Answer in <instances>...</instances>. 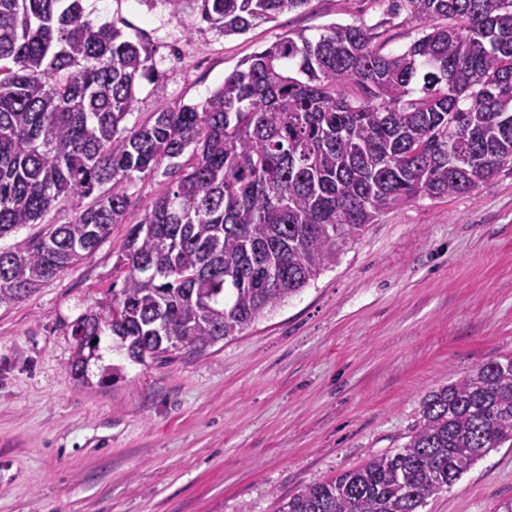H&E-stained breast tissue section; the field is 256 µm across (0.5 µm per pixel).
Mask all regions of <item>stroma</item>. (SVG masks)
Here are the masks:
<instances>
[{
  "instance_id": "1",
  "label": "stroma",
  "mask_w": 512,
  "mask_h": 512,
  "mask_svg": "<svg viewBox=\"0 0 512 512\" xmlns=\"http://www.w3.org/2000/svg\"><path fill=\"white\" fill-rule=\"evenodd\" d=\"M145 40L152 76L124 124L204 101L258 48L298 31L386 21L385 0H311L242 35L190 25L163 0H85ZM130 227L23 300L0 304V512H278L299 488L398 448L425 395L512 355V170L471 194L381 214L335 268L234 339L170 362L102 337L86 383L72 326L109 304ZM512 499V448L481 458L421 512Z\"/></svg>"
}]
</instances>
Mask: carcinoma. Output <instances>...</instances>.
<instances>
[{
    "instance_id": "obj_1",
    "label": "carcinoma",
    "mask_w": 512,
    "mask_h": 512,
    "mask_svg": "<svg viewBox=\"0 0 512 512\" xmlns=\"http://www.w3.org/2000/svg\"><path fill=\"white\" fill-rule=\"evenodd\" d=\"M83 2L0 0V239L75 204L69 223L0 249V303L127 223L133 175L165 177L118 250L122 288L73 326L81 382L83 351L107 330L136 362L201 354L336 267L382 213L512 169V0H387L419 26L397 54L383 52L384 20L284 35L204 101L134 129L122 122L150 52L117 22L88 20ZM164 2L196 4L229 36L310 0ZM505 446L512 356L431 391L401 449L302 487L279 512H417Z\"/></svg>"
}]
</instances>
